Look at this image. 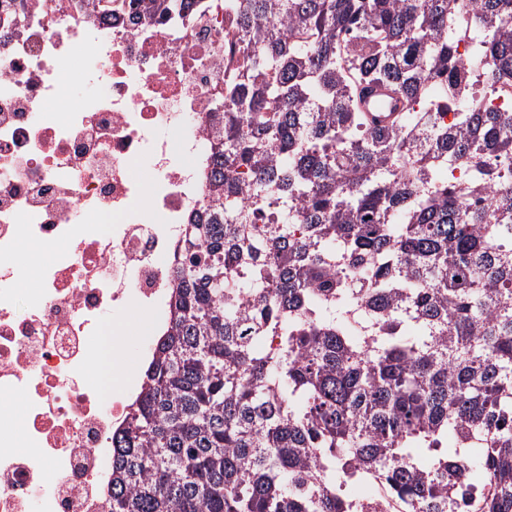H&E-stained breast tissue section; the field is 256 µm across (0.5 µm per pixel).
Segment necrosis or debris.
<instances>
[{"mask_svg":"<svg viewBox=\"0 0 512 512\" xmlns=\"http://www.w3.org/2000/svg\"><path fill=\"white\" fill-rule=\"evenodd\" d=\"M227 3L160 22L132 0L0 6V512H105L139 377L96 365L121 358L126 308L148 345L169 325L242 61Z\"/></svg>","mask_w":512,"mask_h":512,"instance_id":"4bbe7bcc","label":"necrosis or debris"}]
</instances>
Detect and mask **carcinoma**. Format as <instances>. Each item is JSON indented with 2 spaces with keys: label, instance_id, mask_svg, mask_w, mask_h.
Returning a JSON list of instances; mask_svg holds the SVG:
<instances>
[{
  "label": "carcinoma",
  "instance_id": "carcinoma-1",
  "mask_svg": "<svg viewBox=\"0 0 512 512\" xmlns=\"http://www.w3.org/2000/svg\"><path fill=\"white\" fill-rule=\"evenodd\" d=\"M233 5L216 196L106 512H357L366 479L405 512H512V113L470 94L512 85V0ZM369 84L428 111L375 128Z\"/></svg>",
  "mask_w": 512,
  "mask_h": 512
}]
</instances>
